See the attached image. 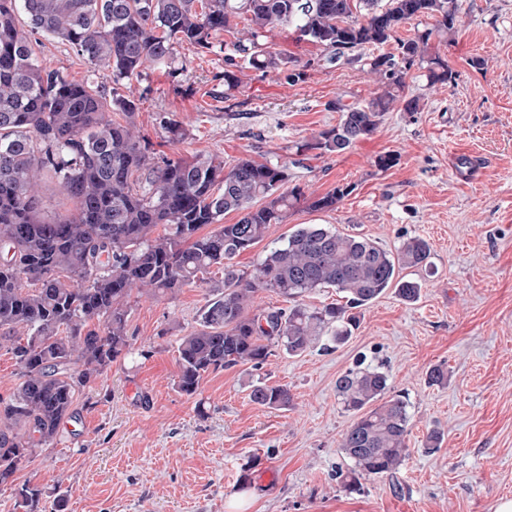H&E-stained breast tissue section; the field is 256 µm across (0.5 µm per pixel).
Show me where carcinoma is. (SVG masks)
<instances>
[{"instance_id":"cac0c4a2","label":"carcinoma","mask_w":512,"mask_h":512,"mask_svg":"<svg viewBox=\"0 0 512 512\" xmlns=\"http://www.w3.org/2000/svg\"><path fill=\"white\" fill-rule=\"evenodd\" d=\"M0 0V339L8 343L21 382L0 398V485L38 448L54 447L61 425L79 416L76 393L128 352V300L138 295H174L204 283L217 267L224 290L207 301L199 327L177 347V386L194 395L204 375L239 362L264 364L272 348L304 352L324 334L325 349L344 342L359 324L356 310L389 288L415 302L421 284L399 277L402 268L429 264L422 238L404 241L392 253L370 239L305 224L272 249L249 276L232 260L280 224L301 192L284 189L288 167L218 156L186 161L154 157L136 129L135 98L117 85L148 69L169 67L176 46L188 41L212 49V38L230 32L233 49L250 67L288 69L298 64L261 42L285 24L330 52L329 61H352L363 51L396 43V52L369 63L380 93L366 107L336 101L340 123L301 146L340 154L371 136L381 114L415 65L427 64L435 82L455 72L440 57L427 56L432 32L398 36L408 21L427 16L436 30L461 23L459 0ZM25 13L29 29L19 24ZM68 43L92 72L114 88L68 78L40 67L30 31ZM121 112L126 124L112 120ZM54 178L74 202V212L53 221L36 213L37 186ZM351 191L338 186L311 201L314 211L336 209ZM238 212L234 224L224 214ZM164 232L158 233V227ZM211 227L205 234L202 228ZM335 288L345 303L310 311L253 307L255 296L276 290L286 297ZM387 375L357 367L336 379L346 410L360 416L343 434L342 455L353 463L343 478L389 476L406 457L409 402L388 394ZM251 400L286 407L282 385H260ZM22 512H45L43 491L26 481L13 488Z\"/></svg>"}]
</instances>
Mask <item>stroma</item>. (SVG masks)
Instances as JSON below:
<instances>
[{
    "instance_id": "stroma-1",
    "label": "stroma",
    "mask_w": 512,
    "mask_h": 512,
    "mask_svg": "<svg viewBox=\"0 0 512 512\" xmlns=\"http://www.w3.org/2000/svg\"><path fill=\"white\" fill-rule=\"evenodd\" d=\"M456 32L437 34L430 17L402 27L400 37L430 32L428 54L456 72L455 83H434L427 66L406 78L373 135L340 154L301 151L340 114L333 102L367 106L377 87L367 74L373 50L359 62L329 63L323 48L276 26L265 41L298 61L301 78L239 72L224 83L233 36H216L217 50L185 43V70L156 67L132 80L140 101L142 136L186 160L211 155L249 157L288 168V184L304 195L283 223L235 257L251 274L294 230L320 224L359 235L388 251L411 237L431 248L429 269H409L421 283L416 302L394 290L362 312L351 337L334 351L283 349L262 366L249 362L206 374L195 395L176 386L177 346L197 327L208 285L176 296L132 297L131 350L78 393L79 421L64 423L55 447L38 452L15 474L45 492L46 512H494L512 500V0H464ZM38 65L76 81L89 65L58 39L33 35ZM481 68H472V59ZM184 137L169 141L162 118ZM395 155L386 169L378 157ZM351 192L332 211L308 199L336 186ZM388 375L409 401L408 454L394 476L366 477L346 491L338 475L350 461L339 444L355 419L337 395V377L358 355ZM448 372L429 385L427 372ZM283 385L285 408L253 403L256 385ZM443 432L427 452L430 429ZM273 471L272 485L258 482Z\"/></svg>"
}]
</instances>
